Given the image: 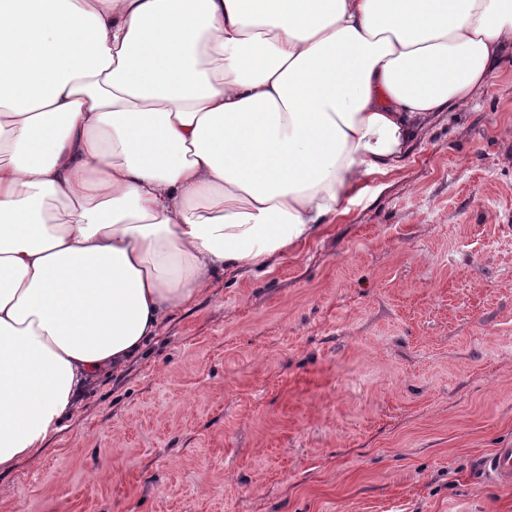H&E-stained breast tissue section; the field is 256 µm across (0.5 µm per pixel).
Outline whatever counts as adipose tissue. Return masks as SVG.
<instances>
[{
  "instance_id": "1",
  "label": "adipose tissue",
  "mask_w": 512,
  "mask_h": 512,
  "mask_svg": "<svg viewBox=\"0 0 512 512\" xmlns=\"http://www.w3.org/2000/svg\"><path fill=\"white\" fill-rule=\"evenodd\" d=\"M511 45L512 0H0V474Z\"/></svg>"
}]
</instances>
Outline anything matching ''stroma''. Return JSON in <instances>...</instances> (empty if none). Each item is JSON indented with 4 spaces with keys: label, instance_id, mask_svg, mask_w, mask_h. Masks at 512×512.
I'll use <instances>...</instances> for the list:
<instances>
[{
    "label": "stroma",
    "instance_id": "1",
    "mask_svg": "<svg viewBox=\"0 0 512 512\" xmlns=\"http://www.w3.org/2000/svg\"><path fill=\"white\" fill-rule=\"evenodd\" d=\"M512 50L272 272L216 280L0 512H512ZM485 466L490 475L498 482L512 484V447L495 448L486 458Z\"/></svg>",
    "mask_w": 512,
    "mask_h": 512
}]
</instances>
